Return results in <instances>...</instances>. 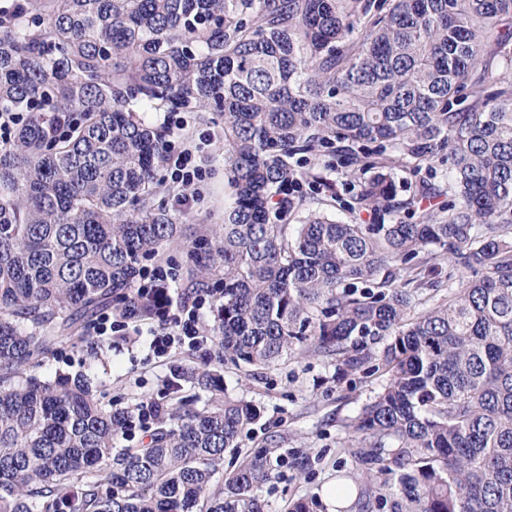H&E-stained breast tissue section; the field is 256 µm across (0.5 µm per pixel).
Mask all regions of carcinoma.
I'll use <instances>...</instances> for the list:
<instances>
[{
    "label": "carcinoma",
    "mask_w": 512,
    "mask_h": 512,
    "mask_svg": "<svg viewBox=\"0 0 512 512\" xmlns=\"http://www.w3.org/2000/svg\"><path fill=\"white\" fill-rule=\"evenodd\" d=\"M512 0H12L0 7V512H264L260 418L214 370L141 446L90 379L31 373L110 306L158 316L140 264L180 243L163 192L172 132L222 120L224 223L201 224L184 298L210 288L215 361L297 353L383 378L347 448L394 512H512ZM473 98L462 112L454 107ZM356 164L354 205L304 155ZM448 159V186L395 170ZM448 196L433 213L421 200ZM415 218L407 221L401 213ZM448 273H443V268Z\"/></svg>",
    "instance_id": "1"
}]
</instances>
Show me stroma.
Masks as SVG:
<instances>
[{
    "mask_svg": "<svg viewBox=\"0 0 512 512\" xmlns=\"http://www.w3.org/2000/svg\"><path fill=\"white\" fill-rule=\"evenodd\" d=\"M185 119L190 140H198L204 131L213 139L197 154L208 175L199 186L197 201L189 208L192 220L184 226V244L165 254L179 269L187 264L186 246L197 226L223 223L224 200L229 194L219 118L210 112H189ZM97 343L99 349L93 354L77 338H62L36 368V375L51 381L61 374H84L97 385L102 401L113 408L130 410L153 399L169 410L179 398L194 393L188 385L171 390L173 370L208 366L215 352L214 343L209 342L196 352H174L158 359L142 341L132 344L117 336H101ZM219 374L230 395L251 401L260 409V418L243 436L239 452L225 454L224 469L232 471L243 455L272 448V477L256 490L265 512H288L292 503L321 497L325 484L348 476L357 483L356 496L346 512H392L369 500L366 481L359 478L345 447L347 423L376 395L381 378L342 374L335 359L307 353L252 373L227 362Z\"/></svg>",
    "mask_w": 512,
    "mask_h": 512,
    "instance_id": "obj_1",
    "label": "stroma"
}]
</instances>
